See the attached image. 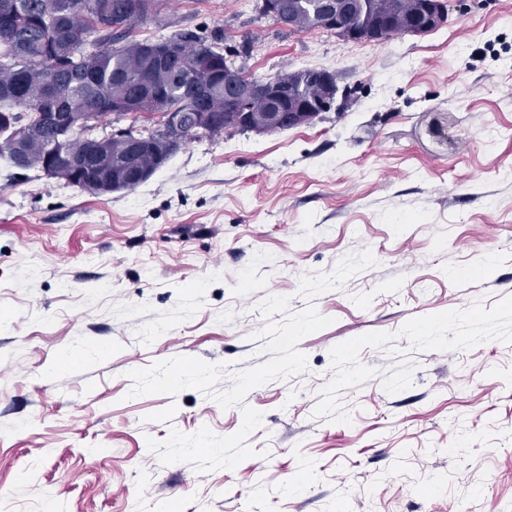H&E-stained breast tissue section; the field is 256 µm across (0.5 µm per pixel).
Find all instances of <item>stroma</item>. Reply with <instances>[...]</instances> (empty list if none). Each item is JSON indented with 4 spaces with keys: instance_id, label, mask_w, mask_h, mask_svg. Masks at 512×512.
I'll return each instance as SVG.
<instances>
[{
    "instance_id": "obj_1",
    "label": "stroma",
    "mask_w": 512,
    "mask_h": 512,
    "mask_svg": "<svg viewBox=\"0 0 512 512\" xmlns=\"http://www.w3.org/2000/svg\"><path fill=\"white\" fill-rule=\"evenodd\" d=\"M449 6L169 0L347 105L107 195L0 157V512H512V0ZM288 1L293 15V30L314 28V21L316 28L330 30L345 42H380L393 29V14L399 9L397 0H353V8L361 16L365 15L366 23L375 22L385 11L371 27L360 28L351 21L350 0H286L287 6ZM361 16L355 19L359 20ZM421 13L408 23L407 30H420L428 33L448 24V2L445 0H422Z\"/></svg>"
}]
</instances>
